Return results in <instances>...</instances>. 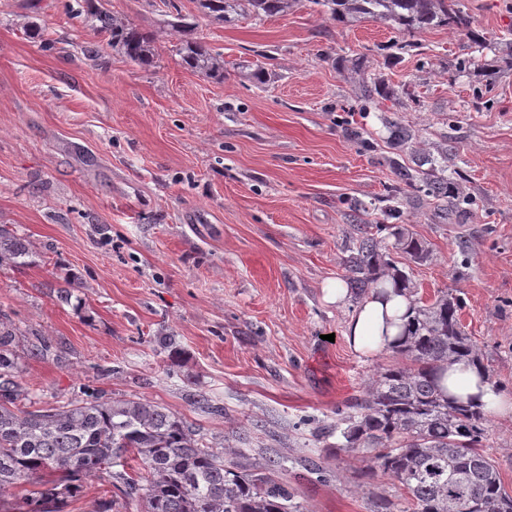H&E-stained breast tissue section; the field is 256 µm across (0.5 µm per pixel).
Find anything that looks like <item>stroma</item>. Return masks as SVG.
<instances>
[{
  "label": "stroma",
  "mask_w": 512,
  "mask_h": 512,
  "mask_svg": "<svg viewBox=\"0 0 512 512\" xmlns=\"http://www.w3.org/2000/svg\"><path fill=\"white\" fill-rule=\"evenodd\" d=\"M464 3L477 37L440 26L404 53L397 27L339 22L309 0L228 23L195 0H106L156 34L144 68L108 47L83 0H0V224L30 247L29 264L0 268V313L30 397L94 388L154 401L259 468L285 458L300 512H373L378 494L407 512L335 431L337 406L396 356L355 353L354 302L327 304L322 288L346 277L353 225L405 228L427 261L380 238L415 299H461L463 330L512 397V0ZM177 11L223 57V79L185 67L167 27ZM373 77L392 97L363 112ZM391 120L414 134L398 154ZM394 155L442 169L462 201L396 193ZM72 275L65 304L57 291ZM487 427L512 494V417ZM311 459L324 476L306 472Z\"/></svg>",
  "instance_id": "1"
}]
</instances>
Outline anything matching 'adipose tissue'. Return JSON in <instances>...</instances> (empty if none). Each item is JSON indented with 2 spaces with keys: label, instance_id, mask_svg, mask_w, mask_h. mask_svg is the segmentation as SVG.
<instances>
[{
  "label": "adipose tissue",
  "instance_id": "1",
  "mask_svg": "<svg viewBox=\"0 0 512 512\" xmlns=\"http://www.w3.org/2000/svg\"><path fill=\"white\" fill-rule=\"evenodd\" d=\"M412 303L408 289L384 279L381 291L369 294L355 307L347 326L349 346L363 357L401 348ZM438 387L449 400L471 404L486 415H512V399L494 389L479 365L454 363L440 376Z\"/></svg>",
  "mask_w": 512,
  "mask_h": 512
}]
</instances>
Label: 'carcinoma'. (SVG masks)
I'll return each mask as SVG.
<instances>
[{"mask_svg": "<svg viewBox=\"0 0 512 512\" xmlns=\"http://www.w3.org/2000/svg\"><path fill=\"white\" fill-rule=\"evenodd\" d=\"M296 0H196L218 22L244 10L257 17L288 12ZM341 22L347 16L389 22L413 33L442 24L471 32L460 0H310ZM86 20L109 35L108 46L140 66L154 61V36L125 18L112 15L101 0H84ZM184 36V63L210 78L224 77V59L188 37L192 25L178 13L168 22ZM413 139L408 128L393 125L391 146ZM397 179L415 193L437 200L453 197L457 187L432 167L412 170L394 164ZM368 224L353 225L358 246L346 258L348 280L356 294L379 288L390 276L410 287L405 271ZM390 231L395 248L414 261L429 251L402 228ZM30 256L25 238L0 225V266H24ZM406 343L395 354L406 359L380 368L370 378L366 397L336 409L345 425L341 447L369 454L370 468L399 484L411 512H512V495L502 486L484 450V415L469 405L451 404L437 393L435 377L453 363L479 362L477 349L459 324L461 301L444 293L430 304L414 302ZM16 331L0 319V493L31 482L16 512H66L70 498L91 478L106 481L115 497L101 502L102 512L116 503L136 502L142 512H299L288 484L248 464L244 455L224 458V448L204 441L200 429L165 406L147 399H117L92 389L46 409L22 410ZM131 454L144 473L122 469Z\"/></svg>", "mask_w": 512, "mask_h": 512, "instance_id": "cac0c4a2", "label": "carcinoma"}]
</instances>
